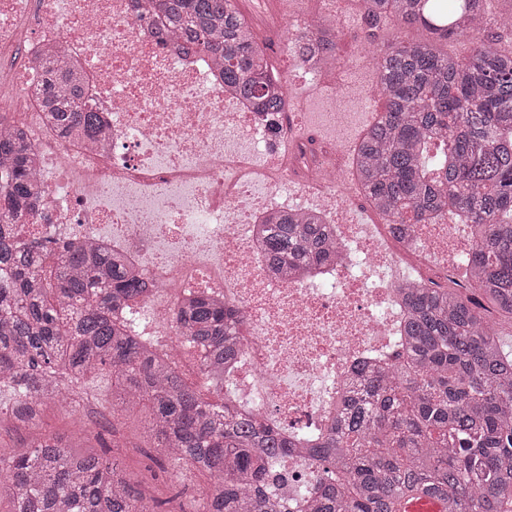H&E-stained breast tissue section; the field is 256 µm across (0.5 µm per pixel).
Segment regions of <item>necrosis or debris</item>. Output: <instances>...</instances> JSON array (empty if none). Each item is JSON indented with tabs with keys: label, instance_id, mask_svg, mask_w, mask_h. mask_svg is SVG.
<instances>
[{
	"label": "necrosis or debris",
	"instance_id": "necrosis-or-debris-1",
	"mask_svg": "<svg viewBox=\"0 0 512 512\" xmlns=\"http://www.w3.org/2000/svg\"><path fill=\"white\" fill-rule=\"evenodd\" d=\"M138 0H0V114L23 132L41 182L40 206L22 238L57 225L126 254L156 291L133 308L142 335L179 356L172 327L183 299L206 292L236 306L242 360L228 376L241 408L274 428L311 435L326 429L362 362L398 360L392 339L403 318L389 271L428 288L467 293L459 258L470 227L436 214L402 235L383 212L353 220L363 192L350 139L336 115L256 111L225 91L206 55L162 41ZM323 10L267 0L249 16L255 40L297 42ZM63 52L82 67L104 133L68 138L39 102L42 63ZM324 126L314 139L310 124ZM316 210L342 248L334 265L301 281L270 276L254 228L270 209Z\"/></svg>",
	"mask_w": 512,
	"mask_h": 512
}]
</instances>
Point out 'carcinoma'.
Masks as SVG:
<instances>
[{
  "label": "carcinoma",
  "mask_w": 512,
  "mask_h": 512,
  "mask_svg": "<svg viewBox=\"0 0 512 512\" xmlns=\"http://www.w3.org/2000/svg\"><path fill=\"white\" fill-rule=\"evenodd\" d=\"M376 46L385 106L358 142L361 186L396 224H423L442 211L472 226L463 257L479 297L452 288L401 287L402 364L372 365L356 377L336 423L313 440L304 460L318 463L296 510L273 489L277 466L294 444L259 413L214 403L188 385L173 359L149 349L115 309L153 293L119 253L89 242L20 240L14 225L33 211L34 169L27 140L0 130V385L13 389L15 427L37 425L44 406L69 392L76 411L82 384L112 378V413H142L150 448L209 478L200 512H396L424 489L447 512H512V352L504 350L488 307L512 317V53L480 36L485 0H433L432 24L420 0H360ZM163 39L223 68L224 87L259 112H280L284 88L245 29L237 0H158L148 5ZM394 17L448 40L471 33L466 61L427 42L379 43L375 29ZM335 30L322 27L296 49L334 58ZM43 107L63 135L98 131L80 77L61 56L44 66ZM438 142L431 154L427 144ZM255 235L269 272L295 276L336 260L331 230L314 214L271 210ZM240 312L209 294L179 304L175 328L199 351L200 372L224 388V364L240 356ZM87 429L24 441L0 455V494L10 512H158L120 461L86 447Z\"/></svg>",
  "instance_id": "1"
}]
</instances>
